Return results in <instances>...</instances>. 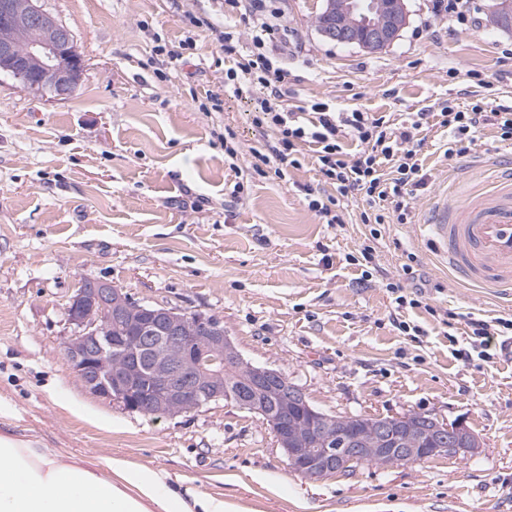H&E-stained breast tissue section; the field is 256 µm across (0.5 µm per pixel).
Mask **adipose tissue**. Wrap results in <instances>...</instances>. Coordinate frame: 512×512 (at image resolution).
<instances>
[{"instance_id":"ef3b65f1","label":"adipose tissue","mask_w":512,"mask_h":512,"mask_svg":"<svg viewBox=\"0 0 512 512\" xmlns=\"http://www.w3.org/2000/svg\"><path fill=\"white\" fill-rule=\"evenodd\" d=\"M0 512H238L224 499L179 490L164 471L113 457L77 459L0 432Z\"/></svg>"}]
</instances>
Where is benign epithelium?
I'll list each match as a JSON object with an SVG mask.
<instances>
[{
    "instance_id": "1",
    "label": "benign epithelium",
    "mask_w": 512,
    "mask_h": 512,
    "mask_svg": "<svg viewBox=\"0 0 512 512\" xmlns=\"http://www.w3.org/2000/svg\"><path fill=\"white\" fill-rule=\"evenodd\" d=\"M0 76L19 79L35 75L34 91L52 90L63 100L77 89L83 60L67 27L44 11L38 0H5L0 5ZM318 33L326 40L356 45L376 53L394 43L409 20L407 0H345L323 4L317 14ZM489 22L501 29L512 24V0H495ZM71 333L65 359L83 386L123 409L174 417L224 399V368L213 363L224 357L240 362L251 374V385L278 410L266 413L277 444L290 465L305 479L319 481L371 460L379 466H408L430 456L467 460L481 443L461 422L447 423L434 415L374 416L362 421L352 436L336 432L335 417L314 411L304 389L280 372L245 360L224 328L198 322L174 308L156 309L134 300L122 289L99 279H86L66 308ZM140 330L142 346L126 365L112 369V351L125 337L112 335V322ZM201 330L203 336L193 332ZM182 353L170 362V353ZM166 369L157 386L140 389L145 365ZM309 411L310 419L289 421V407Z\"/></svg>"
}]
</instances>
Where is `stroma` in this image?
I'll use <instances>...</instances> for the list:
<instances>
[{"instance_id":"1","label":"stroma","mask_w":512,"mask_h":512,"mask_svg":"<svg viewBox=\"0 0 512 512\" xmlns=\"http://www.w3.org/2000/svg\"><path fill=\"white\" fill-rule=\"evenodd\" d=\"M468 24L449 28L433 0H408L409 22L371 54L324 39L321 0H274L288 29L282 65L288 109L312 102L384 112L395 121L434 102L512 97V31L486 23L476 0ZM72 33L81 83L56 100L0 80V400L18 434L100 461L122 456L165 470L174 485L243 512H512V360L466 363V318L512 317V301L458 283L419 224L440 194L456 203L487 192L512 148L484 128L469 152L447 160L442 128L428 124L418 157L425 190L406 224L371 239L350 203L341 227L308 210L304 187L324 190L313 165L289 182L251 174L245 200L217 139L232 130L239 166L271 132L256 128V97L225 94L205 113L229 62L210 28L195 31L185 65L158 77L155 35L178 44L189 16L231 27L239 53L249 29L224 0H41ZM373 244L371 281L351 257ZM423 276L425 304L397 309L386 282ZM135 300L219 319L242 355L288 375L322 411L406 412L463 422L481 441L467 460L435 457L407 467L358 464L309 481L289 466L259 417L222 401L175 418L130 412L90 393L64 359L65 314L85 278ZM421 325L410 341L395 319ZM75 397L112 418L101 429L61 408Z\"/></svg>"}]
</instances>
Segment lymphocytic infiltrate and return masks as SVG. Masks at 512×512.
<instances>
[{
	"label": "lymphocytic infiltrate",
	"instance_id": "lymphocytic-infiltrate-1",
	"mask_svg": "<svg viewBox=\"0 0 512 512\" xmlns=\"http://www.w3.org/2000/svg\"><path fill=\"white\" fill-rule=\"evenodd\" d=\"M227 2L242 9L252 50L238 56L232 33L216 31L225 56L235 59L225 72L224 83L235 96L257 95L252 123L274 134L273 141L253 156L271 166L281 180L287 179L290 170L312 161L324 184L333 189L329 195L305 192L308 209L321 223L344 225L340 203L349 198L364 202L362 223H407L410 201L426 185L418 149L419 135L429 121L446 131L443 155L448 159L467 153L477 134L488 126L494 128L498 141L512 142L511 96H497L464 109L442 104L437 112H413L400 123L358 110L339 112L323 102L312 104L307 112L288 111L284 106L288 72L281 65L282 25L271 8L272 0Z\"/></svg>",
	"mask_w": 512,
	"mask_h": 512
}]
</instances>
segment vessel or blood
<instances>
[{
  "mask_svg": "<svg viewBox=\"0 0 512 512\" xmlns=\"http://www.w3.org/2000/svg\"><path fill=\"white\" fill-rule=\"evenodd\" d=\"M421 227L461 281L512 296V173L496 193L474 195L453 207L447 195L438 196Z\"/></svg>",
  "mask_w": 512,
  "mask_h": 512,
  "instance_id": "obj_1",
  "label": "vessel or blood"
}]
</instances>
